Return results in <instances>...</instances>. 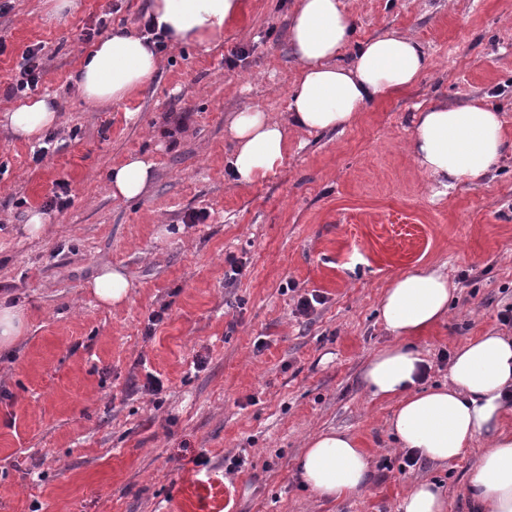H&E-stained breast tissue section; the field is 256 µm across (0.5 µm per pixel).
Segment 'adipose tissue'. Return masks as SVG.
<instances>
[{
    "mask_svg": "<svg viewBox=\"0 0 512 512\" xmlns=\"http://www.w3.org/2000/svg\"><path fill=\"white\" fill-rule=\"evenodd\" d=\"M243 6V0H150L148 13L157 28L167 30L170 44L215 45ZM353 30L354 18L342 0H296L288 41L298 74L289 92L288 115L279 119L256 106L235 113L227 127L232 150L226 171L236 182L265 179L283 164L292 135L348 126L376 100L411 90L428 69L429 57L414 38L392 32L353 47ZM349 46L352 59L341 63ZM157 67L147 37L115 31L84 52L74 79L89 103L116 104L137 94ZM57 121L46 98L22 103L8 115L12 133L23 140ZM408 148L438 197L491 173L502 155L512 152V137L499 112L476 98L418 109ZM153 167L142 154H129L109 173L112 198H140ZM132 288L119 266L102 268L90 283L92 295L108 307L125 304ZM455 290L446 274L432 268L393 279L380 307L395 342L369 358L363 381L372 397L395 402L390 426L404 450L447 462L485 439L470 489L473 510L512 512V431L503 425L512 398V338L467 340L452 358L447 384L428 387L421 383L428 360L409 343L447 316ZM298 474L321 497H348L367 485L368 456L353 436L331 430L309 439Z\"/></svg>",
    "mask_w": 512,
    "mask_h": 512,
    "instance_id": "1",
    "label": "adipose tissue"
}]
</instances>
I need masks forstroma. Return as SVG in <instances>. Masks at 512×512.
<instances>
[{
  "label": "stroma",
  "instance_id": "obj_1",
  "mask_svg": "<svg viewBox=\"0 0 512 512\" xmlns=\"http://www.w3.org/2000/svg\"><path fill=\"white\" fill-rule=\"evenodd\" d=\"M244 2L221 43L167 46L140 93L101 107L72 80L86 34L141 33L149 0H71L59 14L51 0H0V300L28 320L0 349V512H400L423 481L447 512H472L483 441L403 468L395 404L372 399L362 372L394 341L383 288L422 266L458 286L448 318L414 340L427 385L448 380L441 352L512 336L499 318L512 304V156L435 199L407 150L413 112L439 103L488 98L512 130V0H343L352 42L409 33L427 72L344 129L292 140L275 174L240 185L224 168L225 125L247 104L285 117L296 71L293 0ZM35 46V95L60 116L38 162L5 119ZM132 152L154 161L153 180L140 199H114L106 175ZM59 181L68 208L27 237L28 212ZM107 264L134 283L118 308L87 289ZM313 291L324 304L301 314ZM332 429L371 468L365 490L339 500L297 475L307 441ZM232 457L244 461L234 473Z\"/></svg>",
  "mask_w": 512,
  "mask_h": 512
}]
</instances>
